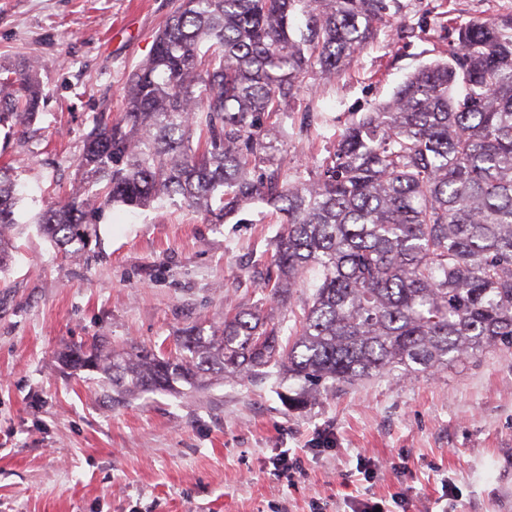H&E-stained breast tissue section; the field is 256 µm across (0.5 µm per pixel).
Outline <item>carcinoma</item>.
I'll list each match as a JSON object with an SVG mask.
<instances>
[{
  "label": "carcinoma",
  "mask_w": 512,
  "mask_h": 512,
  "mask_svg": "<svg viewBox=\"0 0 512 512\" xmlns=\"http://www.w3.org/2000/svg\"><path fill=\"white\" fill-rule=\"evenodd\" d=\"M395 0H178L149 56L126 79L123 111L92 119L62 200L39 230L85 249L107 206L182 198L215 221L255 198L283 224L269 266L280 298L318 274L299 327L237 311L191 326L178 352L103 343L70 349L116 396L200 387L215 372L274 366L304 407L339 384L436 374L486 347L512 349V14L459 24L445 58L339 135L336 151L293 181L259 168L275 119L317 75H342L393 20ZM36 65L0 66L9 138L41 110ZM17 179L0 168V270L19 228Z\"/></svg>",
  "instance_id": "cac0c4a2"
}]
</instances>
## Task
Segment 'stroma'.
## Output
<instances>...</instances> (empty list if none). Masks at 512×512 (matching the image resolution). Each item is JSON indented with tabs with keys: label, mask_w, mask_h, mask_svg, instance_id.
Returning <instances> with one entry per match:
<instances>
[{
	"label": "stroma",
	"mask_w": 512,
	"mask_h": 512,
	"mask_svg": "<svg viewBox=\"0 0 512 512\" xmlns=\"http://www.w3.org/2000/svg\"><path fill=\"white\" fill-rule=\"evenodd\" d=\"M174 0H0V65L39 62L43 109L0 136V166L23 183V230L0 273V512H512V350L486 348L436 375L345 384L295 409L274 379L216 378L181 396L113 401L66 346L99 340L172 352L191 325L238 309L291 328L311 289L278 301L265 253L280 230L255 201L221 224L187 204L115 205L80 256L40 235L52 188L78 178L92 116L120 112L128 73L149 55ZM336 80L302 84L269 149L296 176L343 128L441 57L449 19L490 21L512 0H397ZM288 454L280 477L273 462Z\"/></svg>",
	"instance_id": "35a3bbf8"
}]
</instances>
